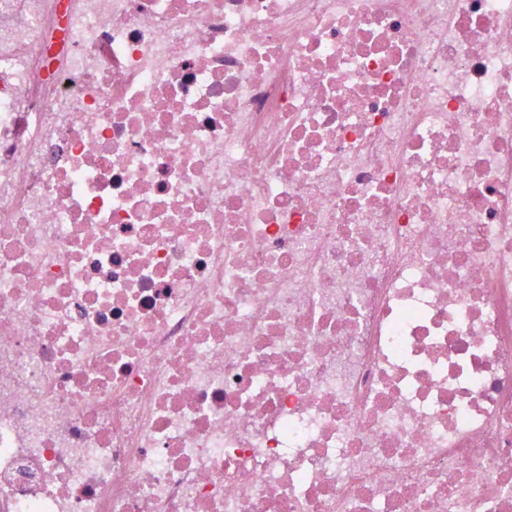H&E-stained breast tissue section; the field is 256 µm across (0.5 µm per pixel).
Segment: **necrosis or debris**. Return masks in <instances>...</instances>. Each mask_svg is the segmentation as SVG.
Here are the masks:
<instances>
[{"label":"necrosis or debris","mask_w":512,"mask_h":512,"mask_svg":"<svg viewBox=\"0 0 512 512\" xmlns=\"http://www.w3.org/2000/svg\"><path fill=\"white\" fill-rule=\"evenodd\" d=\"M0 512H512V0H0Z\"/></svg>","instance_id":"1"}]
</instances>
